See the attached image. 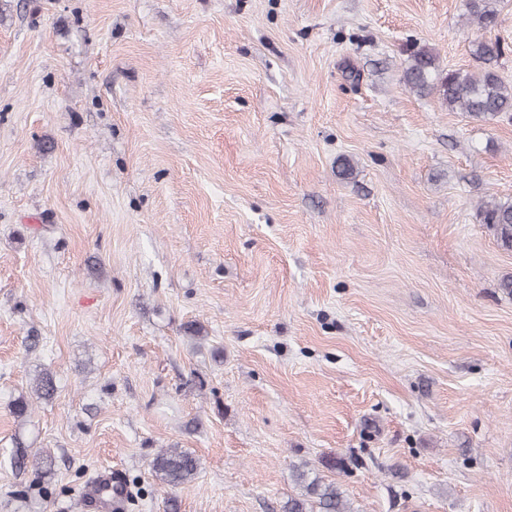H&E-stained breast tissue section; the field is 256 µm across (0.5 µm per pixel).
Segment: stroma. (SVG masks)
Here are the masks:
<instances>
[{
    "mask_svg": "<svg viewBox=\"0 0 512 512\" xmlns=\"http://www.w3.org/2000/svg\"><path fill=\"white\" fill-rule=\"evenodd\" d=\"M465 4L0 0V512H90L106 469L125 512H281L298 464L352 512H512V250L476 216L512 122L402 81L491 37L512 84V0ZM468 20L481 29H491L498 25L500 0H467ZM152 468L162 484L175 488L195 478L199 460L188 450L168 448L156 455Z\"/></svg>",
    "mask_w": 512,
    "mask_h": 512,
    "instance_id": "35a3bbf8",
    "label": "stroma"
}]
</instances>
